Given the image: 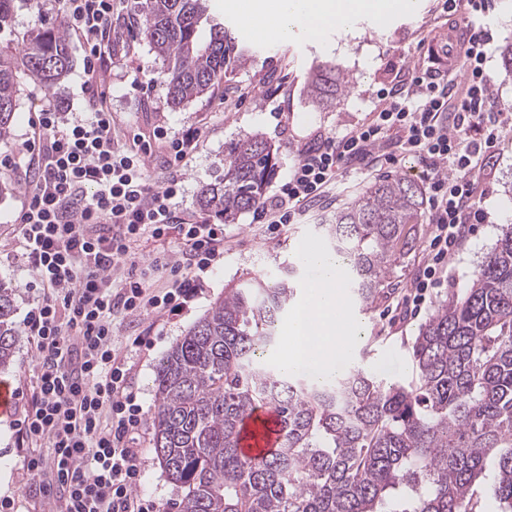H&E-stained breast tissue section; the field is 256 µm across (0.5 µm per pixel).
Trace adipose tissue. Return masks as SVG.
<instances>
[{"instance_id":"adipose-tissue-1","label":"adipose tissue","mask_w":512,"mask_h":512,"mask_svg":"<svg viewBox=\"0 0 512 512\" xmlns=\"http://www.w3.org/2000/svg\"><path fill=\"white\" fill-rule=\"evenodd\" d=\"M414 7V0H232L230 5L246 24L248 37L260 40L293 35L318 39L332 29L347 33L359 17L386 24ZM300 254L317 267L320 282L292 312L279 363L287 372L322 380L342 368L344 352L360 326L343 313L341 260L315 245L303 246Z\"/></svg>"}]
</instances>
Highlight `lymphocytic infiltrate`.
<instances>
[{"mask_svg": "<svg viewBox=\"0 0 512 512\" xmlns=\"http://www.w3.org/2000/svg\"><path fill=\"white\" fill-rule=\"evenodd\" d=\"M121 0H66L65 31L84 47L85 86L90 112L60 126L57 112L36 118L38 135L26 148L37 158L38 175L26 181L19 217L28 267L40 286L23 325L38 359L31 400L18 425V449L30 473L59 476L56 512H157L155 501L138 493L144 454L136 441L143 408L128 386L129 371L112 337L115 312L128 315L178 314L201 291L204 276L224 255V227L182 217V165L200 132L188 131L167 144V175L153 181L147 159L150 143L119 145L112 109L92 81L112 16ZM486 30L472 33L460 59L465 80L457 97L434 71H421L397 90H380L368 121L305 148L284 182L254 211L268 233L294 223L300 205L322 199L336 176L355 164H394L381 153L387 132L399 137L402 152L426 169L432 237L429 259L411 299L421 311L428 289L443 279L448 259L465 228L487 214L476 184L482 163L499 142L512 113L492 111L493 78L486 66ZM483 133L466 139L467 129ZM96 232H89V225ZM178 231V251L155 252L151 270L166 272V287L152 288L144 274L129 269L145 240L163 243ZM126 269L122 288L112 276Z\"/></svg>", "mask_w": 512, "mask_h": 512, "instance_id": "obj_1", "label": "lymphocytic infiltrate"}]
</instances>
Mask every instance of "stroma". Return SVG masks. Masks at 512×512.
Segmentation results:
<instances>
[{
  "mask_svg": "<svg viewBox=\"0 0 512 512\" xmlns=\"http://www.w3.org/2000/svg\"><path fill=\"white\" fill-rule=\"evenodd\" d=\"M141 0H125L112 18V41L104 56L105 72L98 90L106 94L120 142L140 136L151 142L153 155L148 167L154 178L165 175L166 149L159 131L180 134L200 131L196 150L186 159L183 193L179 206L184 212L200 214L198 198L203 185L213 182L223 171L224 150L246 135L259 133L277 152V165L267 188L275 190L300 157L301 150L321 136L342 133L366 122L377 105L376 92L396 84L415 67L445 70V61L436 59L437 37L448 30L449 18L441 0H417L414 13L396 15L381 26L372 19L357 23L354 34H329L311 41L303 37L257 42L238 38L251 57L244 67L226 73L224 79L206 95L172 109L167 102V66L145 40L138 10ZM62 0H18L11 23L0 30V48L21 54L25 34L36 26L37 15L58 23L63 17ZM490 27L493 39L487 47V67L494 79L498 104L512 106V77L502 68L500 50L512 41V0H490V10L481 20ZM74 60L70 75L52 89L21 79L17 97V117L7 142L0 143V176H12L13 163H27L25 145L36 134L38 112L52 109L71 118L89 111L83 91L87 79L84 52L77 38H70ZM341 65L350 89L331 104L318 106L307 94L311 69L319 64ZM385 152L398 155L397 165L365 166L343 171L328 197L318 203L302 204L305 214L300 223L286 227L278 236L268 237L243 213L224 226V257L207 277V285L179 315L166 319L151 316L129 318L115 315L114 337L129 348V386L143 407L152 414L155 405V377L163 356L188 329L223 296L225 288L253 277L276 279L283 267L296 259V245L305 241L326 246L320 226L337 209L352 200L374 179L409 176L424 184L422 165L402 155L395 134L383 140ZM482 207L486 223L477 225L450 261L451 276L439 287L430 289L419 314H410L404 300L412 292L432 230L429 222L415 225L407 246L397 252L384 283V295L375 305L357 312L363 334L351 356L352 368L383 382L407 383L413 376L410 346L419 327L435 312L453 290L468 287L486 254L495 247L512 218L501 220L500 201L512 202V128L504 129L494 154L489 155L480 177ZM25 196L24 189L0 199V279L17 289L16 322H23L31 300L39 291L32 271L25 263L24 250L17 235L16 220ZM138 335L150 337L151 345L131 348ZM34 356L27 336H20L9 368L0 372L15 392L10 415H0V497L15 499L18 512H40L41 496L36 480L23 468L16 451V423L32 391ZM144 450V471L139 493L155 500L161 512H179L182 490L167 476L153 448L152 432L140 439Z\"/></svg>",
  "mask_w": 512,
  "mask_h": 512,
  "instance_id": "1",
  "label": "stroma"
}]
</instances>
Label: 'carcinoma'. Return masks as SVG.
<instances>
[{"label":"carcinoma","instance_id":"obj_1","mask_svg":"<svg viewBox=\"0 0 512 512\" xmlns=\"http://www.w3.org/2000/svg\"><path fill=\"white\" fill-rule=\"evenodd\" d=\"M203 0H146L142 32L168 66L167 100L179 109L244 66L221 23L202 34ZM66 35L31 30L22 55L0 52V140L15 118L18 74L51 89L70 73ZM344 71L324 66L308 84L317 105L346 91ZM259 134L224 152V173L199 206L234 219L261 202L275 169ZM420 186L382 177L320 225L331 253L348 261L353 296L381 295L396 246L421 221ZM297 265L273 281L224 290L163 357L151 418L153 448L184 494L180 512H478L475 485L494 469L500 512H512V232L485 257L467 288L451 292L419 328L415 377L387 385L347 370L324 383L286 377L261 362L297 297ZM16 288L0 279V369L18 338ZM274 408L281 446L242 457L239 437L256 409Z\"/></svg>","mask_w":512,"mask_h":512}]
</instances>
